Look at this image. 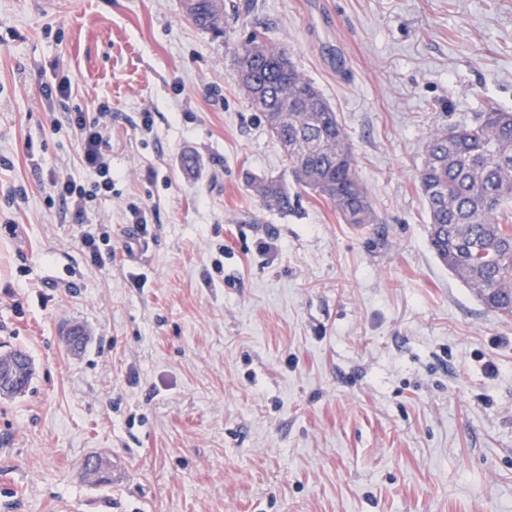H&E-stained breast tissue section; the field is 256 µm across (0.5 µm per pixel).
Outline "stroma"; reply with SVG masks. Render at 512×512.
Returning a JSON list of instances; mask_svg holds the SVG:
<instances>
[{
  "label": "stroma",
  "instance_id": "1",
  "mask_svg": "<svg viewBox=\"0 0 512 512\" xmlns=\"http://www.w3.org/2000/svg\"><path fill=\"white\" fill-rule=\"evenodd\" d=\"M224 9L216 38L183 0H0V355L33 365L0 395V512H512V318L436 258L415 183L446 116L512 108V0ZM255 31L346 127L369 230L256 194L288 169L233 70ZM102 107L95 265L51 190L81 147L51 125Z\"/></svg>",
  "mask_w": 512,
  "mask_h": 512
}]
</instances>
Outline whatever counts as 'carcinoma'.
Here are the masks:
<instances>
[{
    "label": "carcinoma",
    "instance_id": "carcinoma-1",
    "mask_svg": "<svg viewBox=\"0 0 512 512\" xmlns=\"http://www.w3.org/2000/svg\"><path fill=\"white\" fill-rule=\"evenodd\" d=\"M187 14L197 28L227 34L223 0H195ZM243 60L249 69L237 70L239 85L281 144L292 178L290 185L260 182L264 205L286 213L305 192L331 203L346 224L364 229L376 223L355 174L349 134L315 82L285 49L256 32L234 51V63ZM416 181L436 258L477 290L485 308L511 317L512 111L491 103L431 130Z\"/></svg>",
    "mask_w": 512,
    "mask_h": 512
}]
</instances>
